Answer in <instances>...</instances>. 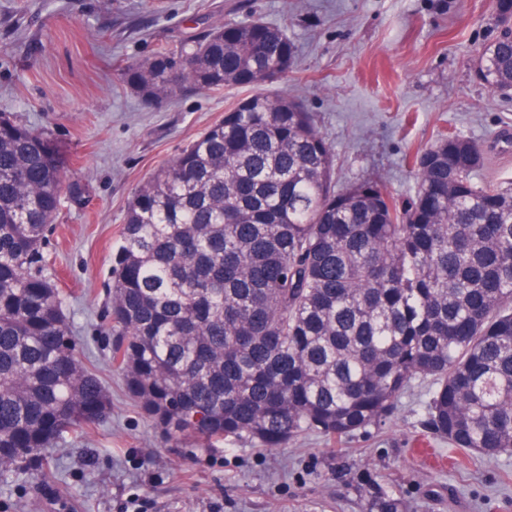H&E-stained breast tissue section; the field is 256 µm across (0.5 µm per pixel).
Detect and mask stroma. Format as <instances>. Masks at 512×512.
Here are the masks:
<instances>
[{
    "label": "stroma",
    "instance_id": "1",
    "mask_svg": "<svg viewBox=\"0 0 512 512\" xmlns=\"http://www.w3.org/2000/svg\"><path fill=\"white\" fill-rule=\"evenodd\" d=\"M285 28L295 66L271 93L300 98L336 154L335 182L413 194V159L439 134L486 151L483 179L512 177V98L475 74L497 35L492 0H0V112L51 133L67 176L44 251L65 297L78 360L109 395V417L57 452V478L0 489V512H367L377 490L406 512H512V454L454 456L426 436V385L414 384L383 429L284 448L247 439L203 448L166 434L113 370L106 319L112 248L136 188L248 87L144 100L117 71L175 50L216 21Z\"/></svg>",
    "mask_w": 512,
    "mask_h": 512
}]
</instances>
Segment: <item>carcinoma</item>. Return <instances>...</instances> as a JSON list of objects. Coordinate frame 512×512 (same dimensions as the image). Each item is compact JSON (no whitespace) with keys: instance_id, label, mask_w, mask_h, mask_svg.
<instances>
[{"instance_id":"1","label":"carcinoma","mask_w":512,"mask_h":512,"mask_svg":"<svg viewBox=\"0 0 512 512\" xmlns=\"http://www.w3.org/2000/svg\"><path fill=\"white\" fill-rule=\"evenodd\" d=\"M476 64L512 92V0ZM260 21L131 64L151 101L259 87L293 67ZM482 148L442 137L414 161L400 206L377 182L336 188L335 152L302 100L255 93L139 186L112 252V367L153 421L204 444L282 448L382 428L417 379L426 433L466 453H512V178L484 181ZM63 163L48 133L0 113V482L54 477L52 450L105 420L64 294L44 273ZM369 512H405L380 492Z\"/></svg>"}]
</instances>
